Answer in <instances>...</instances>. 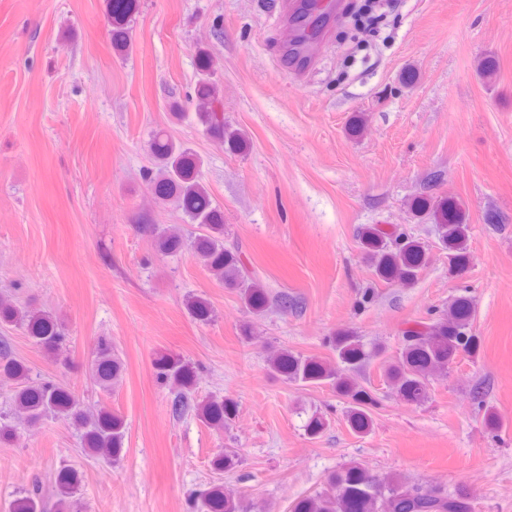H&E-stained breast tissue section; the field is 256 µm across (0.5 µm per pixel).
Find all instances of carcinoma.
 <instances>
[{
  "instance_id": "obj_1",
  "label": "carcinoma",
  "mask_w": 512,
  "mask_h": 512,
  "mask_svg": "<svg viewBox=\"0 0 512 512\" xmlns=\"http://www.w3.org/2000/svg\"><path fill=\"white\" fill-rule=\"evenodd\" d=\"M138 9V0H108V19L112 46L119 52L131 46V27ZM217 62L213 53L201 48L197 54V81L194 88L195 112H185L175 101L171 115L177 120L192 118L204 128L206 135L221 141L228 150L244 153L249 141L239 130L224 123V107L216 81ZM149 149L155 166L145 172L154 182L156 199L172 203L197 225V231L185 235L177 230H160L144 225L154 241L156 251L174 256L189 252L201 266L226 287L237 290L246 310L257 318L269 308V292L246 266L241 252L224 245V212L216 204L201 178V160L191 148L174 142L159 130L150 140ZM413 210L429 216L440 245L448 250V271L463 268L468 258L470 225L443 200L437 203L422 197L415 200ZM361 244L383 281L400 280L412 285L425 262V248L405 234L385 232L367 227ZM189 316L200 325L213 321L214 310L209 301L197 294L185 299ZM474 304L470 297L459 295L448 306V312L436 318L419 321L402 332L396 355L381 362L383 377L409 404L421 406L431 397L430 380L446 374L460 354L476 356L480 338L472 331ZM0 323L21 326L33 343L50 356H57L66 346L67 333L58 319L49 312H31L11 300L0 297ZM338 370L330 362L304 356L288 349L273 352L268 358L270 373L301 387L330 384L349 400L345 420L349 429L360 436L373 426L371 408L378 403L374 394L361 385L354 375L371 360L382 355V349L366 345L353 331L341 330L327 339ZM93 380L108 391L124 372L122 360L112 343L101 337L95 344ZM157 381L173 394L172 412L177 417L193 414L208 427L224 428L237 411V402L228 397H194L197 367L168 353H158L152 362ZM0 377L13 379L18 387L13 395L16 418L35 424L45 417L64 419L83 431L85 450L112 460L120 458L125 445L126 427L121 416L106 406L88 408L69 387L59 381L29 382V369L8 353L0 356ZM329 420L314 412L304 422L305 434L321 436ZM239 458L231 451L217 454L213 467L218 471L238 466ZM80 483L78 473L62 469L56 476V512H71L72 494ZM327 488L298 500L292 512H472L469 495L463 490L449 491L432 484L413 482L393 475L378 482L359 462H351L331 472ZM45 501L39 490L21 497L12 504V512H44ZM201 512H248L241 497L215 485L202 497Z\"/></svg>"
}]
</instances>
